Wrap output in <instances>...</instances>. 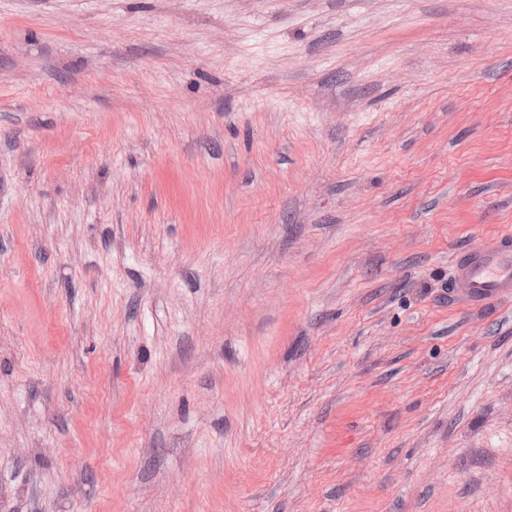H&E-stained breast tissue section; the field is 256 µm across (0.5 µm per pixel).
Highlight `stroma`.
I'll return each mask as SVG.
<instances>
[{
  "label": "stroma",
  "instance_id": "stroma-1",
  "mask_svg": "<svg viewBox=\"0 0 512 512\" xmlns=\"http://www.w3.org/2000/svg\"><path fill=\"white\" fill-rule=\"evenodd\" d=\"M512 0H0V512H512ZM451 271L471 304L512 297V232L484 248L455 254Z\"/></svg>",
  "mask_w": 512,
  "mask_h": 512
}]
</instances>
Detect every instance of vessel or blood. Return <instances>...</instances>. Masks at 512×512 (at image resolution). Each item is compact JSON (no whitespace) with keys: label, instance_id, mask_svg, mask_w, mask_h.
Returning <instances> with one entry per match:
<instances>
[{"label":"vessel or blood","instance_id":"obj_1","mask_svg":"<svg viewBox=\"0 0 512 512\" xmlns=\"http://www.w3.org/2000/svg\"><path fill=\"white\" fill-rule=\"evenodd\" d=\"M451 271L471 304L512 297V232L486 247L455 254Z\"/></svg>","mask_w":512,"mask_h":512}]
</instances>
